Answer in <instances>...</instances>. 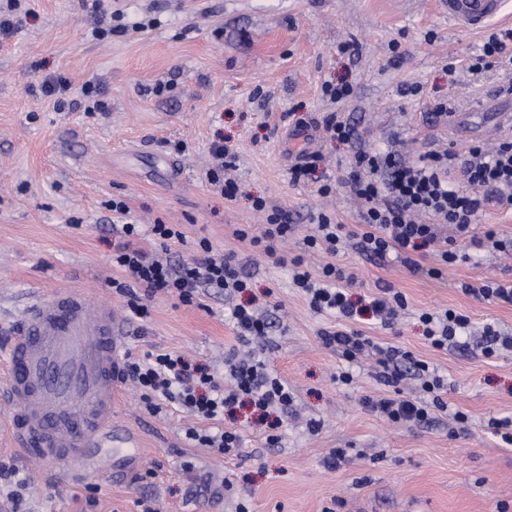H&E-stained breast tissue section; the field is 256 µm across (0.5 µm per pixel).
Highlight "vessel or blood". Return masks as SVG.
<instances>
[{
  "label": "vessel or blood",
  "mask_w": 512,
  "mask_h": 512,
  "mask_svg": "<svg viewBox=\"0 0 512 512\" xmlns=\"http://www.w3.org/2000/svg\"><path fill=\"white\" fill-rule=\"evenodd\" d=\"M449 20L475 31L506 10L507 0H439ZM10 329L0 354V402L17 406L12 436L43 463L82 455L112 434V395L121 325L111 307L89 306L77 294L39 299Z\"/></svg>",
  "instance_id": "1"
}]
</instances>
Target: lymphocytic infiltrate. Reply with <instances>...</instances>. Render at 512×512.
I'll return each instance as SVG.
<instances>
[{
    "label": "lymphocytic infiltrate",
    "mask_w": 512,
    "mask_h": 512,
    "mask_svg": "<svg viewBox=\"0 0 512 512\" xmlns=\"http://www.w3.org/2000/svg\"><path fill=\"white\" fill-rule=\"evenodd\" d=\"M459 62L474 73L493 67L511 69L512 33L490 34L480 54L460 57ZM342 184L364 203L363 229L357 235L361 253L381 260L392 251L410 254L430 247L441 264L448 266L461 258L455 248V234L469 232L478 212L494 202L512 205V196L501 194L503 188H512V143L501 144L491 152L478 143L461 153L429 150L414 160L360 151ZM253 207L266 214L264 230L254 237L242 230L239 238L261 247L276 263L287 262L279 246L293 229L290 215L261 198ZM316 221L307 244L323 252L326 263L313 273L304 269L301 259L288 262L293 266V285L305 296L310 309L336 315L348 323L344 329L322 331L323 346L348 362L372 353L378 364L377 381L392 387L403 379L399 361L411 360L423 398L392 394L366 397L362 403L368 411L393 423L429 424L433 412L448 410L441 395L442 379L430 371L427 362L412 359L410 352L398 347L376 343L355 327L367 312L380 325L391 326L406 306L403 294L386 286L367 307H358L349 295L358 277L336 261L343 227L324 213L318 214ZM140 235L139 225L123 224L122 239L112 247V265L121 272L112 285L127 296L128 310L134 318L146 317V300L159 294L178 297L181 303L190 305L208 288L240 293L249 286L234 254L214 251L208 240L199 241L200 254L192 262L175 266L133 247V239ZM420 321L426 340L437 350L460 344L471 323L469 316L451 309L422 313ZM228 372L230 382L225 385L207 367L191 365L180 354L149 353L141 360L124 359L120 379L142 391L150 413H157L164 399L203 422L233 415L235 405L243 398L265 417L273 410L285 412L292 406L294 396L287 383L271 375L260 356L230 363Z\"/></svg>",
    "instance_id": "lymphocytic-infiltrate-1"
}]
</instances>
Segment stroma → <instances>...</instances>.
<instances>
[{
	"mask_svg": "<svg viewBox=\"0 0 512 512\" xmlns=\"http://www.w3.org/2000/svg\"><path fill=\"white\" fill-rule=\"evenodd\" d=\"M22 7L27 17L0 33V323L31 297L64 291L125 318L127 299L112 286L120 273L106 207L119 198L138 223L179 225L186 241L172 246V263L191 261L205 238L234 253L250 283L240 294L208 290L194 305L148 300L147 318H125L119 355L175 352L224 376L225 356L240 346L230 310L248 303L270 325L267 368L287 382L297 413L282 416L272 446L268 424L238 409L240 446L222 455L186 439L195 418L167 403L149 413L141 392L125 383L112 422L134 437L137 459L95 448L85 460L60 458L47 475L35 457L8 446L16 408L0 403V465L16 470L0 479V512H512V447L488 425L512 416V351L487 359L472 349L488 323L512 336V304L461 289L512 279V252L457 236L465 259L438 279L427 274L439 264L428 249L414 255L417 272L395 253L369 259L354 239L363 206L339 185L359 148L414 157L512 141L502 118L512 113V94L494 93L512 86V72L449 66L479 51L487 32L512 30V20L464 32L437 0H110L112 33L99 39L91 34L92 0H22ZM394 40L397 60L388 49ZM57 77L69 81L74 100L93 81L104 111L57 110L44 91ZM341 83L352 95L330 106L323 87ZM410 85L420 93L407 94ZM258 88L266 100L254 98ZM443 101L452 118L429 127L428 110ZM333 108L356 127L357 146L323 131ZM216 142L235 156L227 175L239 192L231 201L205 176ZM304 151L320 161L296 183L291 169ZM327 182L332 191L324 196L319 187ZM259 197L290 213L285 249L311 272L326 261L306 244L313 215L323 212L344 227L337 261L358 275L352 298L371 300L387 284L405 295L394 328L368 317L357 327L443 379L448 409L433 423L391 424L363 407V397L388 392L373 360L348 366L325 348L320 332L343 320L312 311L292 286L290 265L237 235L260 233ZM441 309L470 317V347L430 346L419 317ZM345 366L353 381L340 386L334 377ZM456 411L469 417L461 433ZM312 421L317 429H309ZM335 448L346 459L332 469L326 458Z\"/></svg>",
	"mask_w": 512,
	"mask_h": 512,
	"instance_id": "stroma-1",
	"label": "stroma"
}]
</instances>
